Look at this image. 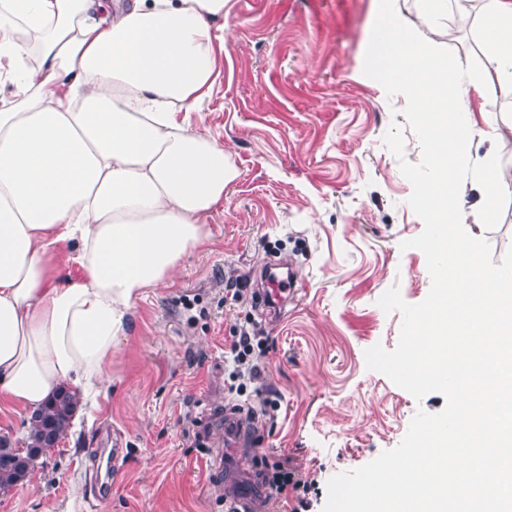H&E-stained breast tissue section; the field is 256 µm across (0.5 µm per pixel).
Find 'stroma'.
I'll use <instances>...</instances> for the list:
<instances>
[{
    "label": "stroma",
    "mask_w": 512,
    "mask_h": 512,
    "mask_svg": "<svg viewBox=\"0 0 512 512\" xmlns=\"http://www.w3.org/2000/svg\"><path fill=\"white\" fill-rule=\"evenodd\" d=\"M378 2L229 0L221 73L200 117L236 177L207 219V241L167 286L137 299L96 406L25 481L0 491V512H224V351L248 323L265 338L254 385L278 404L259 425L262 446L306 482L307 512H323L332 476L395 448L417 409L444 408L442 394L415 400L365 361L368 348L398 343L402 317L379 307L383 293L396 285L416 304L431 287L424 254L400 248L424 225L384 136L398 126L413 163L419 140L405 98L363 73ZM447 2L440 17L420 0L398 8L460 64L484 59L482 0ZM469 107L471 161L496 153L512 168V135L490 136L487 126L512 123V100L492 79ZM460 206L466 231L501 261L512 246V190L490 218L467 181ZM276 261L302 279L280 321L258 290ZM235 281L247 287L231 305L224 295ZM109 427L127 454L111 496L93 508Z\"/></svg>",
    "instance_id": "obj_1"
}]
</instances>
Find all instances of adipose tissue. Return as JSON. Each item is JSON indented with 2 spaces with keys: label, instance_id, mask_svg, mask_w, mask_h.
<instances>
[{
  "label": "adipose tissue",
  "instance_id": "ef3b65f1",
  "mask_svg": "<svg viewBox=\"0 0 512 512\" xmlns=\"http://www.w3.org/2000/svg\"><path fill=\"white\" fill-rule=\"evenodd\" d=\"M227 0H0V412L108 379L144 289L205 241L234 173L187 121L221 72ZM512 97V0H486ZM78 277H61V244Z\"/></svg>",
  "mask_w": 512,
  "mask_h": 512
}]
</instances>
